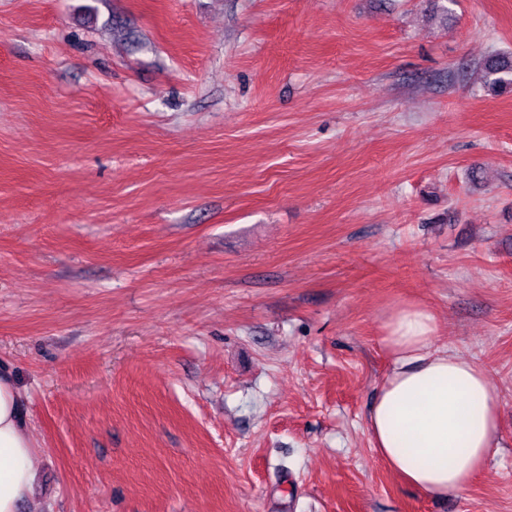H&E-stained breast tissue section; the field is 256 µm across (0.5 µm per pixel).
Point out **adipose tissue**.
<instances>
[{"label":"adipose tissue","mask_w":512,"mask_h":512,"mask_svg":"<svg viewBox=\"0 0 512 512\" xmlns=\"http://www.w3.org/2000/svg\"><path fill=\"white\" fill-rule=\"evenodd\" d=\"M435 323L408 305L384 326L392 365L367 417L378 455L408 485L432 497L468 486L498 448V400L474 361L433 347ZM36 445L22 397L0 372V512H19L30 496Z\"/></svg>","instance_id":"adipose-tissue-1"}]
</instances>
